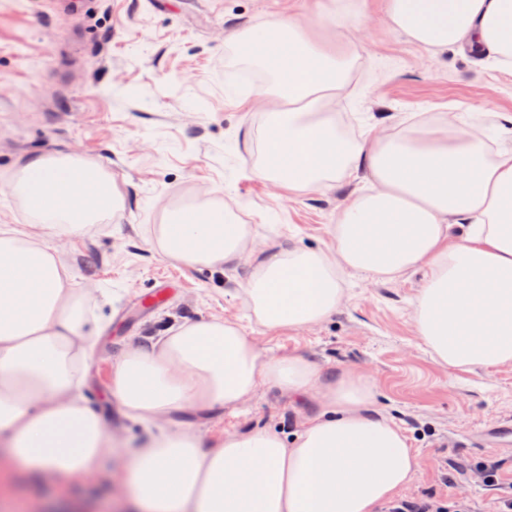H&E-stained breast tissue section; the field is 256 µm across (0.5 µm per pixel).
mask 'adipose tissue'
Wrapping results in <instances>:
<instances>
[{
	"mask_svg": "<svg viewBox=\"0 0 512 512\" xmlns=\"http://www.w3.org/2000/svg\"><path fill=\"white\" fill-rule=\"evenodd\" d=\"M385 18L430 54L476 47L512 72V0H385ZM337 26L305 12L268 15L247 35H283L279 52L234 56L224 74L229 84L239 66L268 72L266 159L252 175L292 195L365 183L337 213L328 249H281L258 262L246 251L250 225L189 204L161 225L162 253L189 266L249 264L239 286L258 322L288 330L335 312L349 276L395 280L423 266L414 323L436 361L512 365V115L487 133L438 112L348 137L329 110L350 83ZM498 137L510 146L492 148ZM14 190L28 220L0 225V473L19 467L65 482L99 473L115 450L83 395L101 326L50 240L116 212L120 193L98 163L63 152L30 156ZM263 386L312 412L288 434L228 432L210 449L174 420L186 409L236 410ZM110 395L145 428L126 475L133 512H374L419 470L369 377L266 357L229 319L177 324L129 348Z\"/></svg>",
	"mask_w": 512,
	"mask_h": 512,
	"instance_id": "adipose-tissue-1",
	"label": "adipose tissue"
}]
</instances>
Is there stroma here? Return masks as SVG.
<instances>
[{"label":"stroma","mask_w":512,"mask_h":512,"mask_svg":"<svg viewBox=\"0 0 512 512\" xmlns=\"http://www.w3.org/2000/svg\"><path fill=\"white\" fill-rule=\"evenodd\" d=\"M306 0H0V223L27 220L14 193L20 162L40 152H74L103 163L122 209L56 241L73 286L88 296L106 331L84 394L122 448L137 447L142 424L110 401L113 365L133 344L184 321L226 318L267 354L301 355L323 370L372 377L378 407L400 426L421 468L405 500L440 501L445 512H500L512 498V450L481 447L480 432L512 425V366L450 369L436 362L414 326L423 270L393 280L353 276L325 322L298 331L259 324L237 283L248 267L219 272L165 257L156 230L185 204L226 209L252 227L254 244L324 249L351 186L282 199L249 168L263 161L261 80L224 94L228 36ZM369 27L349 16L340 32L357 59L335 103L338 122L358 135L370 119L409 123L432 112L467 113L475 128L512 114V74L483 57L430 56L386 23L367 0ZM164 289L153 307L143 296ZM305 403L262 387L238 410L186 415L207 444L225 432H288ZM497 472L495 482L485 469ZM120 512L115 484L76 479L66 488L22 476L0 482V512Z\"/></svg>","instance_id":"1"}]
</instances>
